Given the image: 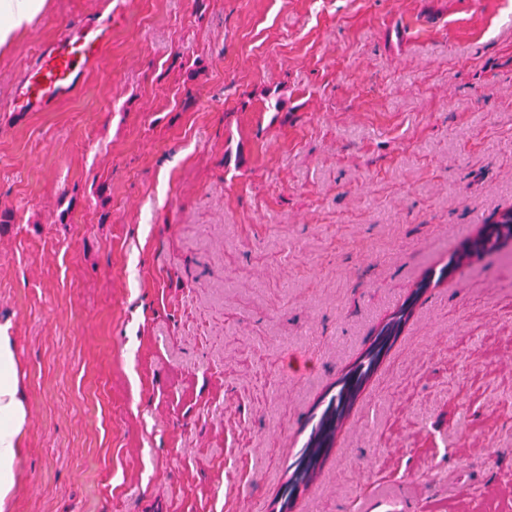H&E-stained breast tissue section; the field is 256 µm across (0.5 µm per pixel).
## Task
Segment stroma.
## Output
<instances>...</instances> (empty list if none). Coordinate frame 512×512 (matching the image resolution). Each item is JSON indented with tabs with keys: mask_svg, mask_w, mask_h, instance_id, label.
I'll return each mask as SVG.
<instances>
[{
	"mask_svg": "<svg viewBox=\"0 0 512 512\" xmlns=\"http://www.w3.org/2000/svg\"><path fill=\"white\" fill-rule=\"evenodd\" d=\"M107 14L78 95L10 112ZM509 210L512 0H47L0 54L8 512H275L409 299L290 512H512V238L440 274ZM410 314L411 311L405 313L404 305H402V307H400L396 312H394L393 315L389 318V320L378 330L376 336L374 337V340L372 341L368 349L357 359V361L354 363L351 369L340 379V386L336 392V395H334L330 399L326 409L323 411L317 423L313 426L309 440L305 448H302L300 455L292 463L291 466H293L294 471H297L306 465L307 452L312 437L321 432L325 427L326 423L332 421L336 417V413L339 412L343 404L345 387L348 380L354 375H357L358 380L368 381L370 379V377L378 368L381 360L380 358H378L380 350L376 351L380 337L384 336V334L387 333L388 336H394L393 339L391 340L392 342L396 338V336H398L399 333L401 332L402 326L406 323ZM391 342L389 343L387 349L390 347ZM9 323L0 324V511L16 487L17 464L24 452L28 410L19 384V363ZM359 505L358 510L362 512H410L415 510L414 505L403 498L385 500L375 498L372 494L362 497Z\"/></svg>",
	"mask_w": 512,
	"mask_h": 512,
	"instance_id": "stroma-1",
	"label": "stroma"
}]
</instances>
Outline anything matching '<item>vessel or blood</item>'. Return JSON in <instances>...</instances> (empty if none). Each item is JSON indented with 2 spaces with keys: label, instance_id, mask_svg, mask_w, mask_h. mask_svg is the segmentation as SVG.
Returning a JSON list of instances; mask_svg holds the SVG:
<instances>
[{
  "label": "vessel or blood",
  "instance_id": "b4317fda",
  "mask_svg": "<svg viewBox=\"0 0 512 512\" xmlns=\"http://www.w3.org/2000/svg\"><path fill=\"white\" fill-rule=\"evenodd\" d=\"M112 33L111 18L84 21L77 29L54 40L38 63L15 87L11 109L17 113L43 112L72 98L96 66ZM360 512H413L411 502L366 495Z\"/></svg>",
  "mask_w": 512,
  "mask_h": 512
}]
</instances>
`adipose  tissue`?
Returning a JSON list of instances; mask_svg holds the SVG:
<instances>
[{
    "instance_id": "ef3b65f1",
    "label": "adipose tissue",
    "mask_w": 512,
    "mask_h": 512,
    "mask_svg": "<svg viewBox=\"0 0 512 512\" xmlns=\"http://www.w3.org/2000/svg\"><path fill=\"white\" fill-rule=\"evenodd\" d=\"M45 4L46 0H0V50L12 47L17 33ZM27 427L28 410L19 384L15 338L8 325L0 324V512H6L14 495Z\"/></svg>"
}]
</instances>
